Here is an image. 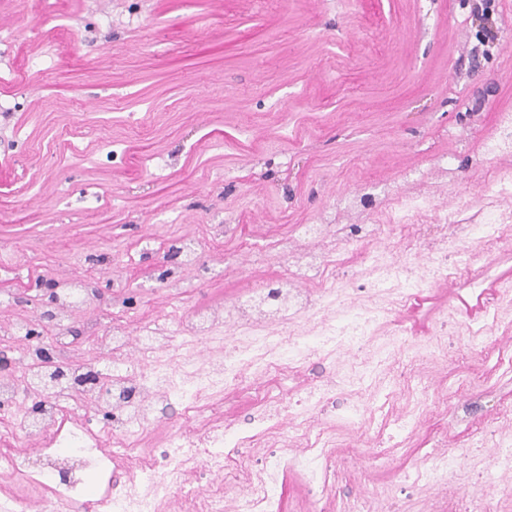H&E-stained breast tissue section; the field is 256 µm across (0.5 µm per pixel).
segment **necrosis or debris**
Segmentation results:
<instances>
[{
    "label": "necrosis or debris",
    "mask_w": 512,
    "mask_h": 512,
    "mask_svg": "<svg viewBox=\"0 0 512 512\" xmlns=\"http://www.w3.org/2000/svg\"><path fill=\"white\" fill-rule=\"evenodd\" d=\"M362 205V196L350 195L325 210L315 223L299 225L301 239L311 242L334 235L338 238L337 246L325 251L289 248L292 276L273 286L255 289L234 311L203 308L190 316L173 318L166 329L154 325L141 327L140 358L135 367L130 365L124 352L127 329L113 324L100 341L101 347L110 354L108 362L69 364L65 377L47 386L43 379L52 365L45 356L46 351L60 353L70 337L75 312L95 300L86 280L72 277L57 282L47 302L55 332L51 348L34 343L27 349L25 386H18L12 378L0 377V409L15 413L19 429L27 436L38 437L39 466L30 468L26 458L0 448V467L44 485L51 501L78 503L85 495L86 480H93L101 512H161V504L170 490L182 485L184 462L194 458L202 446L207 449L205 461L210 468L224 473V449L235 441L236 435L223 427L211 426L204 417L201 399L205 393L241 383L244 375L240 365L244 362L257 373L274 369L281 375H288L302 354L339 344H354L368 336L381 318L380 310L366 307L351 315L346 324L326 323L317 332H295L287 327L291 316L311 319L320 311L316 300L302 290V280L313 271L335 263L342 252L357 250L363 239L378 234L380 227L376 224L337 227L339 209L354 210ZM496 222V217L490 216L482 223L467 225L459 211L445 210L439 213L437 223L426 225L419 235V244L429 247L442 236L445 227L454 226L455 240L461 247V264L466 267L473 258L470 242L489 234ZM372 263L375 287L397 289L400 298L406 299L428 285L429 271L435 260L430 255L419 259L422 273L410 282L402 281V263L392 252L373 257ZM261 309L277 318L276 328L238 338L239 326L251 322ZM219 329L224 332L223 357L209 369L197 368L193 355L185 351L189 340L213 336ZM91 369L97 371L99 383L85 382L84 377ZM78 390L88 396L99 395L103 410L110 416L105 436L65 421V404ZM159 395L180 400L185 412L195 413L197 417L196 422L183 423L170 433L172 463L164 471L155 470L145 455L132 452L134 442L150 421L151 403ZM29 401L39 403V410L20 412V405ZM118 462L129 463L132 473V488L120 497L110 491L112 467Z\"/></svg>",
    "instance_id": "1"
}]
</instances>
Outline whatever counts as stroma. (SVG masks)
<instances>
[{
    "instance_id": "obj_1",
    "label": "stroma",
    "mask_w": 512,
    "mask_h": 512,
    "mask_svg": "<svg viewBox=\"0 0 512 512\" xmlns=\"http://www.w3.org/2000/svg\"><path fill=\"white\" fill-rule=\"evenodd\" d=\"M478 0H0V323L37 318L21 296L83 276L109 297L77 313L94 358L113 321L129 328L226 306L289 270L280 241L336 198L422 182L431 203L413 223L467 202L511 218L501 240L473 244L470 271L392 307L347 348L306 356L287 378L248 375L208 400L213 422L240 437L224 450V512H237L252 479L281 461L272 512H512V468L495 458L512 440V153L490 156L498 115L512 112V0H491L498 42L481 36ZM72 28L64 44L45 29ZM99 198L100 213L86 202ZM236 227L225 234V219ZM204 250L195 269L171 248L185 235ZM126 277L111 288L113 264ZM169 272L175 288L159 287ZM498 306L488 336L471 326ZM412 347L378 363L394 328ZM435 351H428V343ZM427 378L424 418L395 421ZM314 391L306 414L330 446L313 477L304 440L281 445L266 428L265 395ZM182 420L156 405L142 441L167 468V436ZM376 435L363 448L366 430ZM461 452L463 465L432 483L414 469Z\"/></svg>"
}]
</instances>
